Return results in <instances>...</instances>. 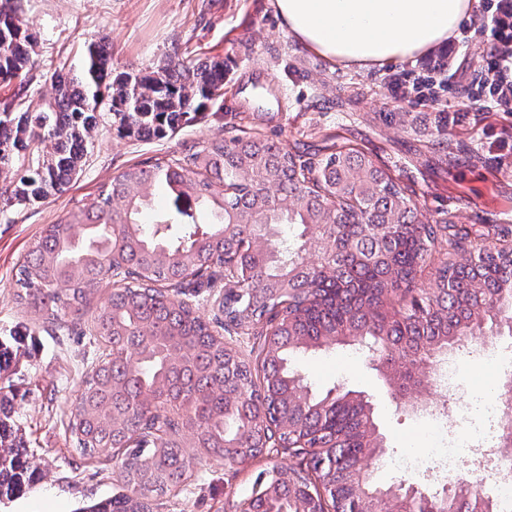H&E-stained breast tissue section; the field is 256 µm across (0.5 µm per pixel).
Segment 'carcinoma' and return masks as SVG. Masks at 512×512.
Returning a JSON list of instances; mask_svg holds the SVG:
<instances>
[{
	"label": "carcinoma",
	"mask_w": 512,
	"mask_h": 512,
	"mask_svg": "<svg viewBox=\"0 0 512 512\" xmlns=\"http://www.w3.org/2000/svg\"><path fill=\"white\" fill-rule=\"evenodd\" d=\"M0 20V84L35 69V34L21 18ZM53 98L32 108L3 103L0 112V200L27 208L62 193L82 172L94 133L107 117L137 138L174 133L192 112L221 107L224 62L168 55L158 65L117 72L105 39L87 44L80 75L59 61ZM190 193L210 215L209 225L181 224L169 215L143 223L153 190ZM268 183L285 196L264 192ZM402 188L364 152L343 145L312 168L283 146L259 136L216 138L182 159L132 166L112 179L88 206L45 225L17 274L18 300L51 324L65 316L72 330L89 331L104 346L88 373L68 422L75 449L86 459L120 455L121 477L132 497L149 499L178 488L190 460L176 433L186 428L195 447L224 461V443L254 429L251 404L261 392L277 397L280 416L311 435L312 443L339 450L336 508L354 479L358 458L378 453L367 403L338 393L316 394L294 370L293 356L336 343L381 355L404 350L415 358L440 355L475 334H512V263L499 241L479 244L482 260L468 270L446 261L435 291L411 297L406 308L368 320L366 311L390 296L412 292L420 263L438 241L452 252L468 239L454 224L420 222ZM298 228L297 241L276 239L278 227ZM396 226L385 241L377 227ZM323 228L328 265L302 263L312 226ZM131 262L125 286L100 302L87 328L81 312L113 276V257ZM251 271L238 291L215 298L235 321L243 313L258 326L281 316L278 335L265 338L267 355L282 364L281 377L257 384L250 364L233 359L224 369V338L185 298L184 285L213 287L224 257ZM12 380L0 374V500L22 486L32 453L12 437L8 407ZM439 512H508L502 500L478 496L458 484Z\"/></svg>",
	"instance_id": "carcinoma-1"
}]
</instances>
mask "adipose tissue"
<instances>
[{
	"label": "adipose tissue",
	"mask_w": 512,
	"mask_h": 512,
	"mask_svg": "<svg viewBox=\"0 0 512 512\" xmlns=\"http://www.w3.org/2000/svg\"><path fill=\"white\" fill-rule=\"evenodd\" d=\"M475 0H274L305 48L341 67L412 59L454 38Z\"/></svg>",
	"instance_id": "adipose-tissue-1"
}]
</instances>
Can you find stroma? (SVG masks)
<instances>
[{"label":"stroma","instance_id":"35a3bbf8","mask_svg":"<svg viewBox=\"0 0 512 512\" xmlns=\"http://www.w3.org/2000/svg\"><path fill=\"white\" fill-rule=\"evenodd\" d=\"M24 20L36 35L33 82L0 84V103L16 98L31 104L54 96L51 75L59 60L79 66L87 43L105 38L116 70H137L179 51L224 62L225 100L238 97L252 75L265 79L267 109L207 112L173 135L139 140L101 121L87 162L69 189L12 218H0V345L4 367L16 389L12 407L20 433L38 470L25 492L0 502V512H77L90 503L124 494L116 459L87 460L74 451L67 431L83 381L98 347L89 337L59 335L20 304L15 274L31 241L74 206L91 204L100 188L136 163L154 164L193 152L212 138L259 134L315 160L325 148L347 142L387 166L409 187L418 211L430 221H449L493 241L512 227V112L477 111L472 83L484 73L486 47L476 29L483 8L463 23L470 39L455 37L445 47L412 61L368 71L341 69L303 48L277 15L272 0H21ZM445 62L448 91L441 104L396 98L391 78ZM444 115L445 128L432 122ZM152 214L207 223L193 199L175 198L165 188L153 193ZM501 357L492 363L465 341L442 353L438 368L457 364L436 404L413 408L397 396L377 366L378 357L349 346L300 355L296 372L316 393L352 391L372 408L382 446L369 475L378 487L418 482L432 488L459 481L453 471L408 472L397 459L413 453L433 457L454 432L448 416L467 396H482L493 375H512V337L496 338ZM192 475L175 494L153 498L149 512H234L250 495L258 473L284 458L262 456L233 472L202 449L186 448Z\"/></svg>","mask_w":512,"mask_h":512}]
</instances>
